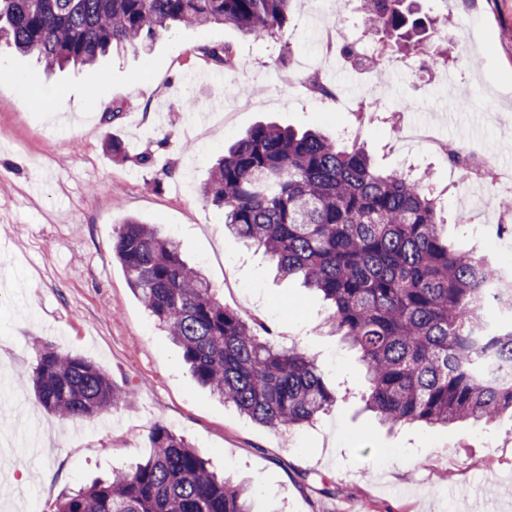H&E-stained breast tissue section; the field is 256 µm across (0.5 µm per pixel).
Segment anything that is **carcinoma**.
Wrapping results in <instances>:
<instances>
[{
	"label": "carcinoma",
	"mask_w": 512,
	"mask_h": 512,
	"mask_svg": "<svg viewBox=\"0 0 512 512\" xmlns=\"http://www.w3.org/2000/svg\"><path fill=\"white\" fill-rule=\"evenodd\" d=\"M292 0H0V43L49 70L90 66L154 40L173 24L223 23L275 36ZM416 0H361L366 32L395 53L424 52L440 32ZM233 69L229 45L202 47ZM203 195L224 231L264 249L284 279L328 302V320L360 353L367 410L389 427L512 417V271L460 250L423 179L381 170L360 143L258 125L211 169ZM112 252L149 316L182 349L197 382L271 428L314 423L336 405L316 358L224 308L179 244L151 224L120 225ZM29 380L64 419L116 408L127 391L85 357L42 347ZM130 472L63 496L56 512H253L252 490L211 471L165 427Z\"/></svg>",
	"instance_id": "1"
}]
</instances>
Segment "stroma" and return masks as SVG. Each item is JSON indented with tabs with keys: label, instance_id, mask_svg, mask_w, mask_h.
Segmentation results:
<instances>
[{
	"label": "stroma",
	"instance_id": "35a3bbf8",
	"mask_svg": "<svg viewBox=\"0 0 512 512\" xmlns=\"http://www.w3.org/2000/svg\"><path fill=\"white\" fill-rule=\"evenodd\" d=\"M333 14L294 0L277 37L230 26H173L149 45L81 69L49 71L0 48L13 75L0 91V512H54L72 491L134 468L158 426L183 436L211 470L252 483L256 512H512V419L479 428H389L367 411L359 354L323 323L319 293L275 278L263 249L224 233L221 209L201 186L225 148L260 123L330 136L362 126L383 170L424 173L465 249L496 246L512 260V236L495 224L459 237L451 221L464 199L448 163L426 146L405 153L393 124L433 123L443 140L478 142L512 167V0H418L422 13L453 22L450 81L392 61L364 81L325 53L362 30L356 0ZM231 45L233 70L205 61ZM285 65H276L278 54ZM335 70L342 97L366 101L365 116L335 99L311 100L303 62ZM28 96L37 107L23 106ZM457 111H449V101ZM129 158L115 161L108 138ZM150 163L138 164L142 153ZM155 224L180 245L217 299L245 320L261 317L284 345L314 355L338 401L316 425L273 429L213 397L192 377L181 348L160 331L112 252L120 224ZM92 360L129 394L115 410L66 420L38 406L27 383L44 344ZM335 485V495L323 489Z\"/></svg>",
	"mask_w": 512,
	"mask_h": 512
}]
</instances>
